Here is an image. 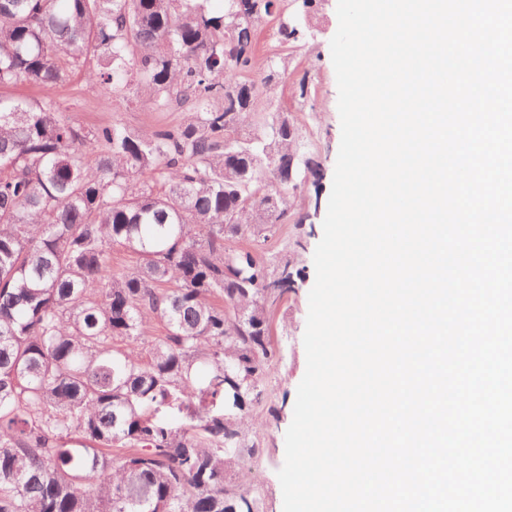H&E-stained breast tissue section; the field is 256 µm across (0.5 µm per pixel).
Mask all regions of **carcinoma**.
<instances>
[{"instance_id": "carcinoma-1", "label": "carcinoma", "mask_w": 512, "mask_h": 512, "mask_svg": "<svg viewBox=\"0 0 512 512\" xmlns=\"http://www.w3.org/2000/svg\"><path fill=\"white\" fill-rule=\"evenodd\" d=\"M208 2L0 0V512H260L243 444L295 288L256 252L288 216L261 176L286 186L298 163L288 113L257 110L285 72L242 75L285 5ZM91 54L90 88L134 71L143 105L190 117L63 119L48 92ZM116 247L139 263L112 268Z\"/></svg>"}]
</instances>
